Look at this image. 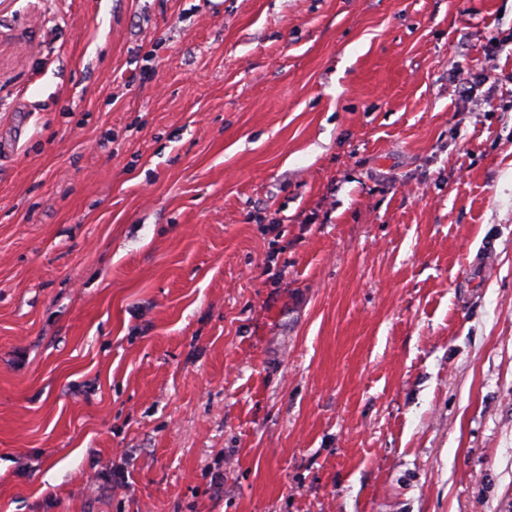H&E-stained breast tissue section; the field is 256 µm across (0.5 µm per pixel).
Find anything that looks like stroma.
<instances>
[{
	"instance_id": "1",
	"label": "stroma",
	"mask_w": 512,
	"mask_h": 512,
	"mask_svg": "<svg viewBox=\"0 0 512 512\" xmlns=\"http://www.w3.org/2000/svg\"><path fill=\"white\" fill-rule=\"evenodd\" d=\"M0 512H512V0H0Z\"/></svg>"
}]
</instances>
